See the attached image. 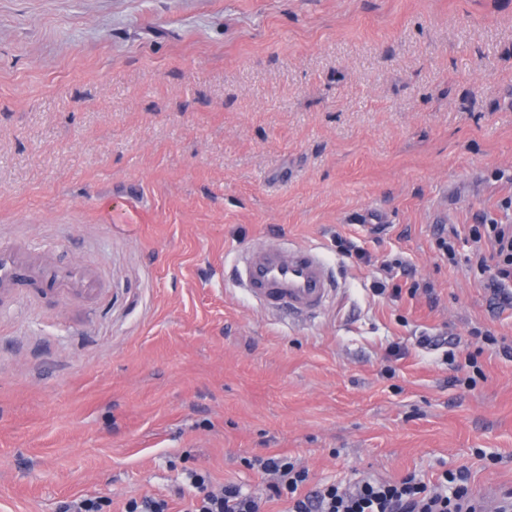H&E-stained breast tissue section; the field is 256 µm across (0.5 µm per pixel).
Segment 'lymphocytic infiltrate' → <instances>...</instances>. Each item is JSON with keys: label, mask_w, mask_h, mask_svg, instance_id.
<instances>
[{"label": "lymphocytic infiltrate", "mask_w": 512, "mask_h": 512, "mask_svg": "<svg viewBox=\"0 0 512 512\" xmlns=\"http://www.w3.org/2000/svg\"><path fill=\"white\" fill-rule=\"evenodd\" d=\"M470 236L476 248L469 263L485 274L494 308H512V225L476 224ZM246 465L267 475L262 494L245 492L233 482L214 484L208 470L192 468L185 470L183 484L171 497L131 498L121 512H171L174 503L180 512H265L272 500L287 502L288 512H483L464 466L444 472L431 486L409 475L396 482L329 485L310 492L308 469L288 456L256 454Z\"/></svg>", "instance_id": "1"}]
</instances>
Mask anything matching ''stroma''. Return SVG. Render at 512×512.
Segmentation results:
<instances>
[{
    "label": "stroma",
    "mask_w": 512,
    "mask_h": 512,
    "mask_svg": "<svg viewBox=\"0 0 512 512\" xmlns=\"http://www.w3.org/2000/svg\"><path fill=\"white\" fill-rule=\"evenodd\" d=\"M491 222L512 224V0H0V242L103 279L0 305V512H120L183 455L258 494L256 452L314 487L465 466L494 512L512 309L467 263ZM279 234L327 260L320 314L233 282ZM386 259L410 274L378 293ZM57 512H112V500L96 495H85L61 501Z\"/></svg>",
    "instance_id": "obj_1"
}]
</instances>
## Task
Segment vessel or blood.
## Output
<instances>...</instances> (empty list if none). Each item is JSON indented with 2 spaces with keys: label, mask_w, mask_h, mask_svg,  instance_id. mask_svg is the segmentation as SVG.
<instances>
[{
  "label": "vessel or blood",
  "mask_w": 512,
  "mask_h": 512,
  "mask_svg": "<svg viewBox=\"0 0 512 512\" xmlns=\"http://www.w3.org/2000/svg\"><path fill=\"white\" fill-rule=\"evenodd\" d=\"M236 274L253 298L282 312H314L329 298L327 264L308 247L254 245L237 261ZM100 287L84 266L47 260L31 245H0V295L87 298Z\"/></svg>",
  "instance_id": "b4317fda"
}]
</instances>
